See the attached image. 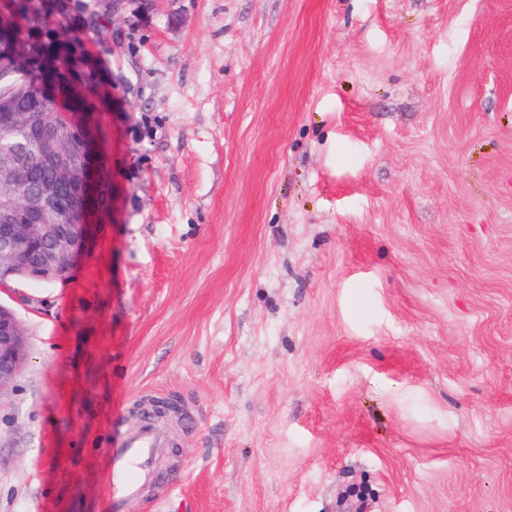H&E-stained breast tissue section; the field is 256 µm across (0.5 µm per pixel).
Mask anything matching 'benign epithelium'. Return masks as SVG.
<instances>
[{"instance_id":"1","label":"benign epithelium","mask_w":512,"mask_h":512,"mask_svg":"<svg viewBox=\"0 0 512 512\" xmlns=\"http://www.w3.org/2000/svg\"><path fill=\"white\" fill-rule=\"evenodd\" d=\"M61 42L42 50L20 33L18 16L0 7V56L6 70L0 83V134L25 129L27 140L0 155V287L21 262L34 260L39 277L70 272L92 248L96 227L112 197V180L92 112L72 110L83 86L60 69ZM37 96L38 116L15 111L24 96ZM48 171L41 181L34 170ZM77 212L80 224L64 223ZM27 360V336L15 312L0 304V399L13 388Z\"/></svg>"}]
</instances>
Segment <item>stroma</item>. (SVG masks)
Listing matches in <instances>:
<instances>
[{
  "instance_id": "stroma-1",
  "label": "stroma",
  "mask_w": 512,
  "mask_h": 512,
  "mask_svg": "<svg viewBox=\"0 0 512 512\" xmlns=\"http://www.w3.org/2000/svg\"><path fill=\"white\" fill-rule=\"evenodd\" d=\"M82 33L112 209L0 288V512H512V0H126ZM27 360V336L15 312L0 304V399L13 388ZM173 445L157 431L149 408L143 409L131 426L116 432L103 473V491L113 512H131L155 477L153 465L159 448Z\"/></svg>"
}]
</instances>
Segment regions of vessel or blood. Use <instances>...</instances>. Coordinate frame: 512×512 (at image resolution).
<instances>
[{
    "label": "vessel or blood",
    "instance_id": "b4317fda",
    "mask_svg": "<svg viewBox=\"0 0 512 512\" xmlns=\"http://www.w3.org/2000/svg\"><path fill=\"white\" fill-rule=\"evenodd\" d=\"M155 427L151 409H143L131 426L121 428L107 453L103 491L112 512H131L144 487L155 477L154 461L160 449L169 447Z\"/></svg>",
    "mask_w": 512,
    "mask_h": 512
}]
</instances>
